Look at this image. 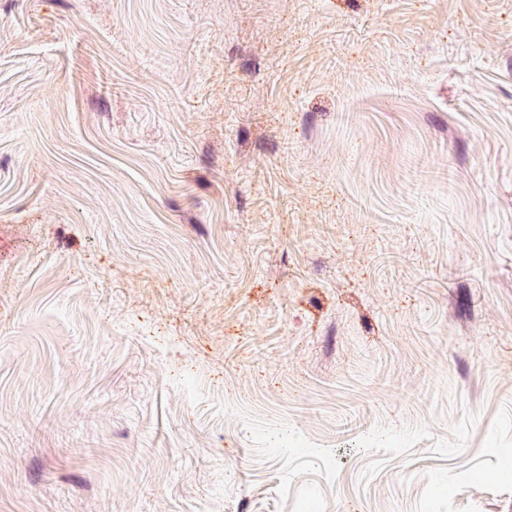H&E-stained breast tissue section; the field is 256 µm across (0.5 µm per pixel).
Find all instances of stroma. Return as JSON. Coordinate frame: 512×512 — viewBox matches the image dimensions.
Returning a JSON list of instances; mask_svg holds the SVG:
<instances>
[{
    "instance_id": "obj_1",
    "label": "stroma",
    "mask_w": 512,
    "mask_h": 512,
    "mask_svg": "<svg viewBox=\"0 0 512 512\" xmlns=\"http://www.w3.org/2000/svg\"><path fill=\"white\" fill-rule=\"evenodd\" d=\"M512 0H0V512H512Z\"/></svg>"
}]
</instances>
